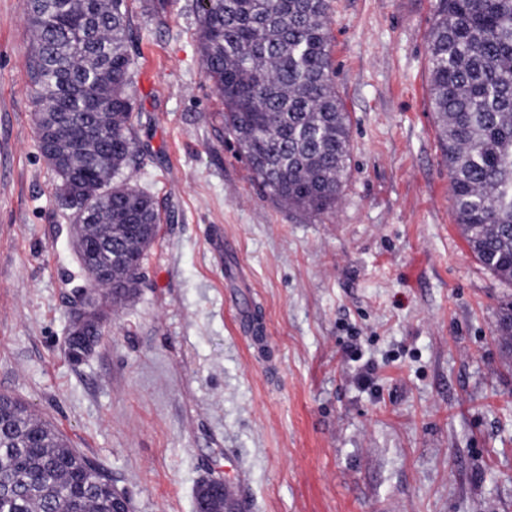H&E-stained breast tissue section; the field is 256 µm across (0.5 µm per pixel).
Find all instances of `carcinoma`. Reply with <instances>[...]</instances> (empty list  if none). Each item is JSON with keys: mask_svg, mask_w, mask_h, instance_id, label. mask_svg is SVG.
I'll return each mask as SVG.
<instances>
[{"mask_svg": "<svg viewBox=\"0 0 512 512\" xmlns=\"http://www.w3.org/2000/svg\"><path fill=\"white\" fill-rule=\"evenodd\" d=\"M205 76L224 126L277 202L333 207L346 178L350 129L333 84L328 0H196ZM27 75L57 200L87 242L112 246L118 299L139 281L159 216L153 198L116 178L137 155L135 62L126 0H27ZM434 110L456 223L498 280L512 284V0H436L428 37ZM496 332L512 346V299ZM0 512H112V483L22 402L1 396ZM224 503L201 483L196 501Z\"/></svg>", "mask_w": 512, "mask_h": 512, "instance_id": "carcinoma-1", "label": "carcinoma"}]
</instances>
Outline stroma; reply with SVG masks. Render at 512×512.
I'll list each match as a JSON object with an SVG mask.
<instances>
[{"label":"stroma","mask_w":512,"mask_h":512,"mask_svg":"<svg viewBox=\"0 0 512 512\" xmlns=\"http://www.w3.org/2000/svg\"><path fill=\"white\" fill-rule=\"evenodd\" d=\"M350 157L331 211L265 193L224 130L194 0H127L125 177L160 216L138 287L65 349L73 224L41 155L24 0H0V394L52 424L132 512H512V286L452 208L430 96L435 0H329ZM496 332L505 346H512V299L504 300L498 310ZM215 480L210 481V483L214 485H225V483H223L224 480ZM202 500L207 501L213 511H220L215 507L217 502L222 505L224 503V510L226 512H242L243 510L238 495V489L231 484H226L224 488H217L202 482L196 489V501L200 503Z\"/></svg>","instance_id":"stroma-1"}]
</instances>
